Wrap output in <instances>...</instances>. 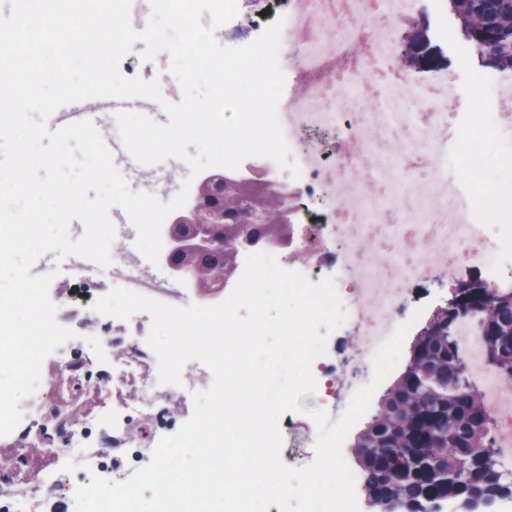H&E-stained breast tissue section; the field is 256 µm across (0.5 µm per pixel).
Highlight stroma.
<instances>
[{
	"mask_svg": "<svg viewBox=\"0 0 512 512\" xmlns=\"http://www.w3.org/2000/svg\"><path fill=\"white\" fill-rule=\"evenodd\" d=\"M415 18V24L398 26L395 31L400 50L394 61L395 66L413 84L426 85L440 76L452 79L455 96L450 107L456 114L457 127L448 133V149L468 156L469 162L464 167L452 169L451 175L462 182L465 197L476 202L486 197L493 198L500 207L512 210V195L505 198L498 195L503 185L512 184V171L495 166L492 137H485L474 147L458 131L459 126L467 124L472 115L493 110V102L482 94L479 83L483 80L493 81L497 75L496 70L480 66L476 57H464L457 53L454 41L445 35L446 30L456 29L457 24L444 0H417ZM144 49V42L138 41L133 44L129 54L130 60L138 68V79L158 81L161 90L172 92L173 102H180L183 91L171 70V56L158 54L153 60L146 61L142 58ZM453 282L450 276L441 284L434 278L426 277L413 286L399 316L400 323L410 326L402 344L403 362L409 359L418 334L441 297L447 296V287ZM112 288V283L107 281L91 290L84 281L77 279L55 281L50 286L51 292L75 296L78 313L70 317L67 327L80 337L86 336L88 327L101 318L100 313L93 310V303ZM403 362L393 370V377H400L404 372ZM322 402L321 395L317 393L301 397L302 410L296 413L292 430L282 433L281 457L286 464L301 467L313 461L316 439L311 413L320 409Z\"/></svg>",
	"mask_w": 512,
	"mask_h": 512,
	"instance_id": "obj_1",
	"label": "stroma"
}]
</instances>
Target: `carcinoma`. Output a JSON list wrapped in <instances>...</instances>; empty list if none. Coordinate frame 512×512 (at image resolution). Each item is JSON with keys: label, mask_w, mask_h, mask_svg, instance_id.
<instances>
[{"label": "carcinoma", "mask_w": 512, "mask_h": 512, "mask_svg": "<svg viewBox=\"0 0 512 512\" xmlns=\"http://www.w3.org/2000/svg\"><path fill=\"white\" fill-rule=\"evenodd\" d=\"M478 58L512 72V0H448ZM460 294L440 306L415 343L406 371L388 391L355 446L361 488L380 512H439L465 501L512 498V479L496 457L490 417L466 372L456 336L460 309L478 302L485 346L512 379V287L478 276L458 280Z\"/></svg>", "instance_id": "carcinoma-1"}]
</instances>
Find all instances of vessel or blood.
Wrapping results in <instances>:
<instances>
[{
    "label": "vessel or blood",
    "instance_id": "obj_1",
    "mask_svg": "<svg viewBox=\"0 0 512 512\" xmlns=\"http://www.w3.org/2000/svg\"><path fill=\"white\" fill-rule=\"evenodd\" d=\"M130 109H139L146 112L155 121H162L166 113L156 100L142 97H94L86 100L65 104L58 108L46 121L49 131L81 120L91 121L106 146L112 154L114 163L122 166L129 174V185L132 191H142L143 186L138 178V168L132 161L131 154L125 148L122 140L113 137L111 130L116 122L117 113ZM57 273L59 278L65 279L73 275H83L86 279L94 281L101 275V268L92 261H85L81 265H74L70 259L51 258L50 260H36L30 273L34 276H45Z\"/></svg>",
    "mask_w": 512,
    "mask_h": 512
}]
</instances>
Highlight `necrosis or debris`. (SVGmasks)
<instances>
[{
    "label": "necrosis or debris",
    "instance_id": "4bbe7bcc",
    "mask_svg": "<svg viewBox=\"0 0 512 512\" xmlns=\"http://www.w3.org/2000/svg\"><path fill=\"white\" fill-rule=\"evenodd\" d=\"M414 0H238L224 26V45L245 46L264 26L281 21L284 75L298 80L282 95L278 119L301 170L291 201L296 241L272 248L281 267L323 280L329 265L355 284L342 296L345 329L360 345L348 354L320 356L312 364L316 388L325 395L330 422H337L362 376L399 323L395 317L411 285L434 270L473 265L500 284H512V215L501 213L495 242L486 245L473 208L464 207L460 186L441 176L461 166L446 155L448 105L454 84L413 101L402 79L382 81L383 60L393 58L394 29L414 17ZM494 109L482 113L479 130L502 138L499 157L512 156V76L491 86ZM330 127L336 147L301 142L306 131ZM122 287L177 304L193 300L188 283L180 296L147 285L143 254H121ZM145 327L112 321V333L94 339L83 353L58 347L46 357L36 392L27 397L21 424L0 436L12 456L0 464V512H49L57 499L73 500L91 475L127 480L146 466L162 437L188 420L194 393L213 377L204 363L185 371L203 374L191 386L161 384L158 359Z\"/></svg>",
    "mask_w": 512,
    "mask_h": 512
}]
</instances>
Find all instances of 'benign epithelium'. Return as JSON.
Returning a JSON list of instances; mask_svg holds the SVG:
<instances>
[{
    "instance_id": "1",
    "label": "benign epithelium",
    "mask_w": 512,
    "mask_h": 512,
    "mask_svg": "<svg viewBox=\"0 0 512 512\" xmlns=\"http://www.w3.org/2000/svg\"><path fill=\"white\" fill-rule=\"evenodd\" d=\"M227 179L213 174L197 186V203L187 213L175 215L170 224L167 262L174 275L189 272L194 290L203 299H213L224 291V270L214 266L211 256L224 242V225L258 222L265 228L247 242L250 247H286L293 242L294 229L288 218V187L276 182L266 168L254 167V175L235 180L229 189ZM257 215L258 221L250 220Z\"/></svg>"
}]
</instances>
